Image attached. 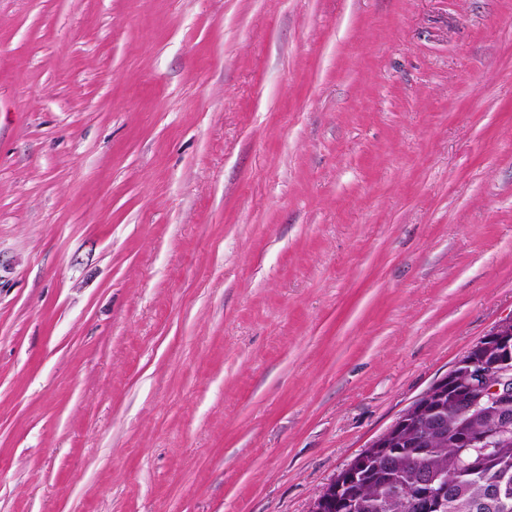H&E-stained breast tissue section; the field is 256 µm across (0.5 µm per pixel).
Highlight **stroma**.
I'll return each mask as SVG.
<instances>
[{
  "label": "stroma",
  "mask_w": 512,
  "mask_h": 512,
  "mask_svg": "<svg viewBox=\"0 0 512 512\" xmlns=\"http://www.w3.org/2000/svg\"><path fill=\"white\" fill-rule=\"evenodd\" d=\"M512 320V0H0V512H310Z\"/></svg>",
  "instance_id": "obj_1"
}]
</instances>
